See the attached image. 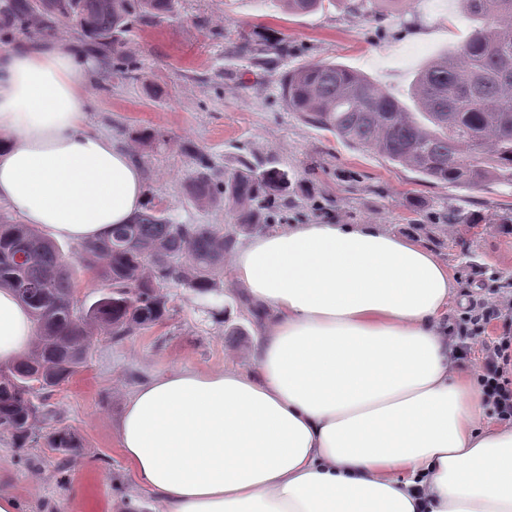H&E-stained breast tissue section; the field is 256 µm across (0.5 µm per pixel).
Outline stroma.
Here are the masks:
<instances>
[{
  "label": "stroma",
  "mask_w": 512,
  "mask_h": 512,
  "mask_svg": "<svg viewBox=\"0 0 512 512\" xmlns=\"http://www.w3.org/2000/svg\"><path fill=\"white\" fill-rule=\"evenodd\" d=\"M473 22L456 0H408L405 13L368 17L346 4L289 15L275 0H175L159 20L139 17L126 46L129 75L89 51L72 22L58 23L84 47L93 92L88 119L94 129L130 152L143 173L147 206L176 224H213L249 241L224 206L198 205L188 183L206 158L215 177L242 160H265L286 170L293 199L283 226L330 215L345 224H378L419 243L447 265L458 284L448 318L472 337L467 364L481 361L482 343L512 327V310L473 324V303L512 297V186L493 182L466 188L420 181L376 154L346 146L329 132L288 111L280 95L284 71L336 59L362 71L399 99H407L416 68L438 51L461 44ZM281 40L286 57L252 74L237 50L242 33ZM463 224L445 219L449 209ZM227 252L214 291L200 294L180 283L165 290L167 309L158 325L121 340L98 334L80 371L41 398L48 418L27 443L0 431V491L19 512H160L126 474L116 427L125 399L147 377L190 367L199 371L253 372L252 350L262 326ZM63 429L78 446L68 457L51 448Z\"/></svg>",
  "instance_id": "obj_1"
}]
</instances>
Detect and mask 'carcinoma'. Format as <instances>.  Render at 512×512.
I'll return each instance as SVG.
<instances>
[{
  "instance_id": "obj_1",
  "label": "carcinoma",
  "mask_w": 512,
  "mask_h": 512,
  "mask_svg": "<svg viewBox=\"0 0 512 512\" xmlns=\"http://www.w3.org/2000/svg\"><path fill=\"white\" fill-rule=\"evenodd\" d=\"M290 14L310 13L337 0H277ZM481 25L456 49L441 51L421 64L410 86V109L365 73L333 59L305 64L280 79L281 98L308 124L343 143L371 151L408 169L422 181L467 187L497 181L512 185V0H457ZM174 0H45L36 11L31 0H0L4 25L23 34H50L64 19L75 22L101 56L127 61L131 18H163ZM239 52L255 69L288 45L253 44L244 35ZM288 173L258 161L224 171L213 182L204 164L190 178L192 197L202 205L223 204L240 228L252 231L275 222L288 209ZM233 238L211 224H174L154 208L130 224L112 228L107 238L83 246L86 273L108 282L109 291L78 303L76 284L55 244L35 227L0 222V288L17 291L37 323L34 351L0 368V420L23 443L40 421L36 399L69 381L84 361L90 329L102 327L114 339L146 329L166 312L163 288L182 283L198 293L214 290L213 270L224 262ZM26 255L18 263L15 254ZM52 448H76L70 433L57 431Z\"/></svg>"
}]
</instances>
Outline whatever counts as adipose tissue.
<instances>
[{
    "instance_id": "obj_1",
    "label": "adipose tissue",
    "mask_w": 512,
    "mask_h": 512,
    "mask_svg": "<svg viewBox=\"0 0 512 512\" xmlns=\"http://www.w3.org/2000/svg\"><path fill=\"white\" fill-rule=\"evenodd\" d=\"M74 44L0 51V204L50 239L131 223L142 170L87 123ZM271 311L258 369L155 375L127 398L119 448L161 512H512V428L483 427L444 319L457 283L374 224H298L237 250ZM36 336L0 289V364Z\"/></svg>"
}]
</instances>
